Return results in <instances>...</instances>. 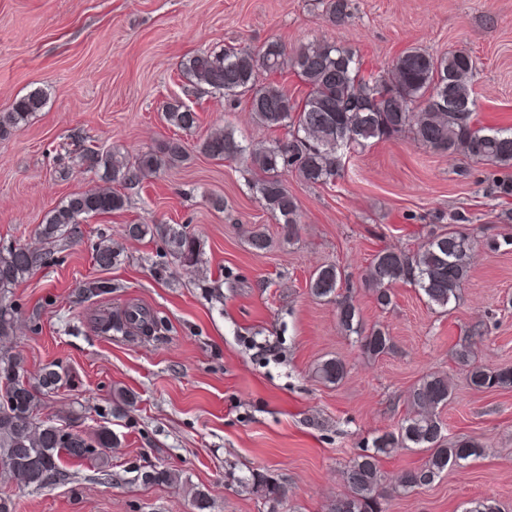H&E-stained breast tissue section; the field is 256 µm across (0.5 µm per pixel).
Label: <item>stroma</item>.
I'll use <instances>...</instances> for the list:
<instances>
[{
    "mask_svg": "<svg viewBox=\"0 0 512 512\" xmlns=\"http://www.w3.org/2000/svg\"><path fill=\"white\" fill-rule=\"evenodd\" d=\"M325 0H0V112L33 91L46 104L0 139V243L33 242L45 215L70 195L98 186L77 165L72 135L99 148L135 155L174 137L186 160L130 189L125 210L79 225V234L50 268L15 290L14 347L28 377L62 363L73 387L46 398L41 419L93 432L108 422L114 441L108 478L95 462L64 463V481L37 490L0 482L13 512H266L246 481L268 475L285 490L280 512H326L346 493L345 464L406 416L409 390L429 374L454 384L441 413L447 438H478L484 456L452 465L407 495L397 478L426 458L399 448L380 463L386 512H466L494 498L512 512V385L470 387L454 351L471 344L478 363L512 367V200L487 193L485 166L438 154L403 133L345 153L335 183L282 180L300 210L287 237L252 185L243 160L217 162L199 146L228 125L253 143L274 139L245 106L193 89L180 64L201 50L259 47L271 40L294 49L335 41L359 56L363 73L403 49L441 55L465 50L477 60L476 126L512 128V0H349L350 17L335 25ZM193 108L196 127L164 118L172 101ZM224 199L222 210L208 199ZM461 213L475 248L459 303L428 305L413 284L396 283L380 307L366 285L378 251L415 252ZM129 224L187 227L200 242L198 264L155 261L161 239H130ZM270 238L266 252L249 242L254 227ZM120 254L112 269L92 259L100 237ZM507 239L491 249L489 239ZM340 267L364 328L383 326L392 351L372 358L338 325L334 302L314 297L309 281L322 265ZM106 278L109 295L79 301L82 282ZM141 306L166 326L146 339L96 331L97 318ZM480 340H473L474 331ZM341 360L345 377L321 381L316 368ZM135 395L126 415L101 419L115 389ZM179 471L174 484L146 485L140 472Z\"/></svg>",
    "mask_w": 512,
    "mask_h": 512,
    "instance_id": "stroma-1",
    "label": "stroma"
}]
</instances>
